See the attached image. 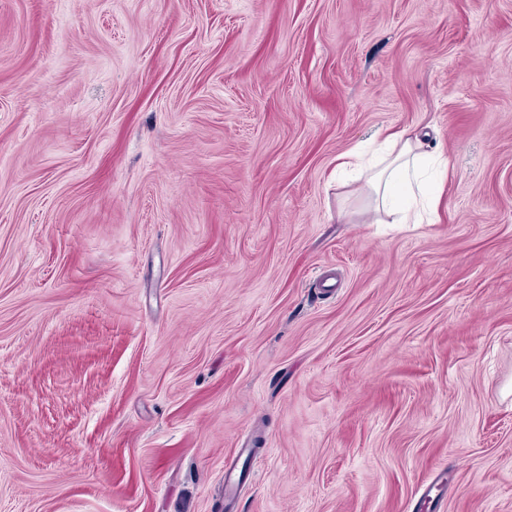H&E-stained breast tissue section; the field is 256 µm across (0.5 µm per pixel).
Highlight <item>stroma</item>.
<instances>
[{
  "label": "stroma",
  "mask_w": 512,
  "mask_h": 512,
  "mask_svg": "<svg viewBox=\"0 0 512 512\" xmlns=\"http://www.w3.org/2000/svg\"><path fill=\"white\" fill-rule=\"evenodd\" d=\"M508 385L512 0H0V512H512ZM420 140L407 130L390 134L385 146L370 156L357 148L337 159L336 171L361 174L374 193L375 213L394 216L391 222L375 219L374 224H423L436 213L442 191L427 183Z\"/></svg>",
  "instance_id": "35a3bbf8"
}]
</instances>
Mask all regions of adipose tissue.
<instances>
[{
    "instance_id": "1",
    "label": "adipose tissue",
    "mask_w": 512,
    "mask_h": 512,
    "mask_svg": "<svg viewBox=\"0 0 512 512\" xmlns=\"http://www.w3.org/2000/svg\"><path fill=\"white\" fill-rule=\"evenodd\" d=\"M422 159L420 140L401 130L373 153L350 149L336 167L366 178L374 193V212L391 215L397 224H421L436 213L442 197L429 188Z\"/></svg>"
}]
</instances>
